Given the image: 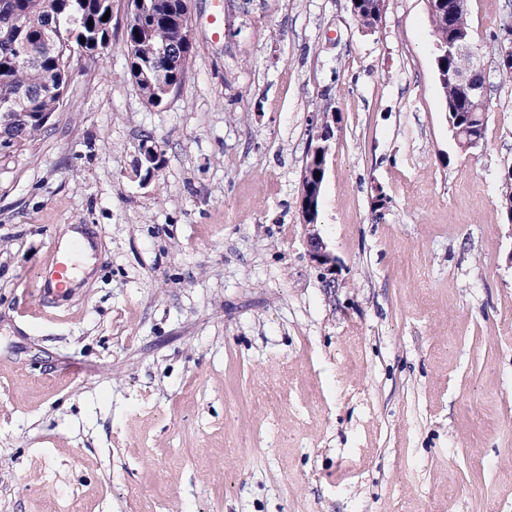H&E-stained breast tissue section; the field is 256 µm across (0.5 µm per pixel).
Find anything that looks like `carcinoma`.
Instances as JSON below:
<instances>
[{"label": "carcinoma", "instance_id": "1", "mask_svg": "<svg viewBox=\"0 0 512 512\" xmlns=\"http://www.w3.org/2000/svg\"><path fill=\"white\" fill-rule=\"evenodd\" d=\"M137 13L130 16L125 30V47L130 74L150 106L167 98V87H180L192 61L194 47L188 46L175 58L161 53L179 38L178 24L168 11L170 0H137ZM112 9V0H0V130L15 138L14 148L0 152V160L11 159L27 150L44 132L46 125L35 117L26 120L11 100L20 93L37 91L25 107L27 112L55 113L63 106L61 90L75 59L87 55L102 58L110 51L112 19L102 20ZM24 23L22 40L28 44V59L18 55L13 40L17 20ZM435 41L448 42V16L431 17ZM58 40L56 52L43 49L46 36ZM445 103L448 117L463 127H485L487 117L457 105V91L448 87Z\"/></svg>", "mask_w": 512, "mask_h": 512}]
</instances>
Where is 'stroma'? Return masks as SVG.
<instances>
[{
    "instance_id": "1",
    "label": "stroma",
    "mask_w": 512,
    "mask_h": 512,
    "mask_svg": "<svg viewBox=\"0 0 512 512\" xmlns=\"http://www.w3.org/2000/svg\"><path fill=\"white\" fill-rule=\"evenodd\" d=\"M153 107L124 47L0 162V512H512V0H468L481 148L448 127L426 0H188ZM336 115L309 260L302 170ZM160 152L140 168V144ZM92 237L64 300L39 274ZM334 287H327V279Z\"/></svg>"
}]
</instances>
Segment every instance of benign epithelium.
Here are the masks:
<instances>
[{"instance_id": "benign-epithelium-1", "label": "benign epithelium", "mask_w": 512, "mask_h": 512, "mask_svg": "<svg viewBox=\"0 0 512 512\" xmlns=\"http://www.w3.org/2000/svg\"><path fill=\"white\" fill-rule=\"evenodd\" d=\"M429 14L448 12V42L436 45L438 67V80L442 87L451 85L459 91V101L471 110H486L487 85L483 65L479 59L478 47L474 45L473 37L464 32L454 31V20L465 7V0H427ZM386 9V0H374L371 16L359 19L363 28L371 31L381 20ZM497 65L512 63V31L506 30L497 40L495 47ZM453 57L463 58L467 65L463 69H448L444 65L445 59ZM312 141L315 146L308 153V164L317 162L320 156H326L330 151V140L333 138V129L329 123V113L320 112L311 116ZM453 135L459 146L464 150L474 149L482 144V138L474 132L461 127L453 130ZM323 181L317 177L312 181L301 183V227L311 263L326 271H331L336 263L335 257L317 229L315 203L321 197Z\"/></svg>"}]
</instances>
